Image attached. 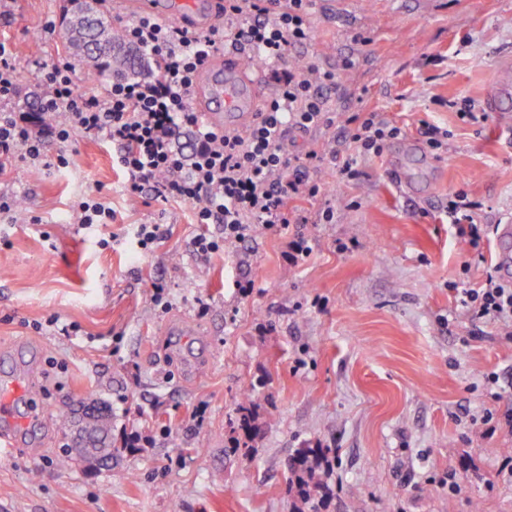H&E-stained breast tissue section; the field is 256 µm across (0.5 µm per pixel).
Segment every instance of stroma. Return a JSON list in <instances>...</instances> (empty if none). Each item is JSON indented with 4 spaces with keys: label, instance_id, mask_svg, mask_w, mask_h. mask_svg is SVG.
I'll use <instances>...</instances> for the list:
<instances>
[{
    "label": "stroma",
    "instance_id": "obj_1",
    "mask_svg": "<svg viewBox=\"0 0 512 512\" xmlns=\"http://www.w3.org/2000/svg\"><path fill=\"white\" fill-rule=\"evenodd\" d=\"M67 7L16 0L0 16L24 107L40 96L37 65L66 55ZM309 13L313 40L293 58H352L332 108L376 113L401 133L353 181L339 183L328 161L315 172L322 193L297 227L312 249L302 265L271 233L199 257L192 205L123 195L119 147L107 141L78 135L48 148L67 167L18 160L0 176L21 206L0 214V355L21 347L33 360L5 385L49 420L0 450V512H294L288 462L305 444L336 451L322 512H512V340L489 323L474 336L448 289L452 279L480 286L496 227L512 216V117L463 116L483 105L498 55L512 50V0H437L430 12L417 0H310ZM423 120L447 132V151L413 152ZM396 156L411 193L388 177ZM452 189L474 205L480 249L448 220ZM96 193L113 223L75 224L71 203ZM328 205L336 221L319 223ZM138 224L164 232L146 254ZM240 281L253 282L250 295ZM156 283L167 309L151 300ZM52 315L79 335L46 328ZM491 372L500 387L485 385ZM247 392L258 419L243 450ZM86 401L107 407L118 453L59 466ZM133 432L148 439L134 451L124 446Z\"/></svg>",
    "mask_w": 512,
    "mask_h": 512
}]
</instances>
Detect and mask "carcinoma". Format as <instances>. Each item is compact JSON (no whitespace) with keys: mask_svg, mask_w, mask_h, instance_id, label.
Returning <instances> with one entry per match:
<instances>
[{"mask_svg":"<svg viewBox=\"0 0 512 512\" xmlns=\"http://www.w3.org/2000/svg\"><path fill=\"white\" fill-rule=\"evenodd\" d=\"M64 47L69 56L81 61L93 74H134L132 58L112 53L122 45L121 35L106 26L98 6L88 0H70ZM92 445L112 456L110 429L106 425L88 426ZM328 467L327 451L304 446L295 450L288 465V487L300 502L298 512H318L317 499H326L329 485L322 479Z\"/></svg>","mask_w":512,"mask_h":512,"instance_id":"1","label":"carcinoma"}]
</instances>
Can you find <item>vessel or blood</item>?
Masks as SVG:
<instances>
[{
    "label": "vessel or blood",
    "mask_w": 512,
    "mask_h": 512,
    "mask_svg": "<svg viewBox=\"0 0 512 512\" xmlns=\"http://www.w3.org/2000/svg\"><path fill=\"white\" fill-rule=\"evenodd\" d=\"M210 13H221L222 0H112L114 11L129 15L149 13L161 20L175 19L188 31L200 30V7ZM512 99V53L500 58L499 76L485 99L487 111H505ZM193 101L204 122L215 129L243 130L257 118L263 107V91L259 75L247 57L236 53H218L201 65ZM500 246L497 268L504 281L512 282V218L497 229ZM18 414L13 395L0 396V446L16 445Z\"/></svg>",
    "instance_id": "b4317fda"
}]
</instances>
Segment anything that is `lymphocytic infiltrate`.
Here are the masks:
<instances>
[{
    "instance_id": "lymphocytic-infiltrate-1",
    "label": "lymphocytic infiltrate",
    "mask_w": 512,
    "mask_h": 512,
    "mask_svg": "<svg viewBox=\"0 0 512 512\" xmlns=\"http://www.w3.org/2000/svg\"><path fill=\"white\" fill-rule=\"evenodd\" d=\"M224 21L265 64L275 87L258 120L242 133L206 126L191 99L200 65L221 43L218 29L191 36L171 21L132 19L122 37L146 59V75L81 90L72 64L53 62L36 74L37 119L19 105V66L0 41V169L18 159L35 167L67 166L65 154L48 159L44 147L50 140L66 143L82 134L116 143V163L126 175L123 194L149 192L188 203L196 223L218 225V232L192 239L194 252L203 257L257 233L282 235L291 225L307 223L297 203L319 195L312 172L324 158L337 166L341 181L354 180L359 159L381 155L383 141L399 130L373 112L344 118L330 111L327 93L337 86V69L312 60L301 68L287 66L289 51L312 37L308 0H224ZM333 126L343 128L348 149L326 156L284 152L286 131ZM184 134L190 137L186 151L179 146ZM449 287L459 291L472 319L512 330L511 284L490 274L478 288L463 289L454 281Z\"/></svg>"
}]
</instances>
